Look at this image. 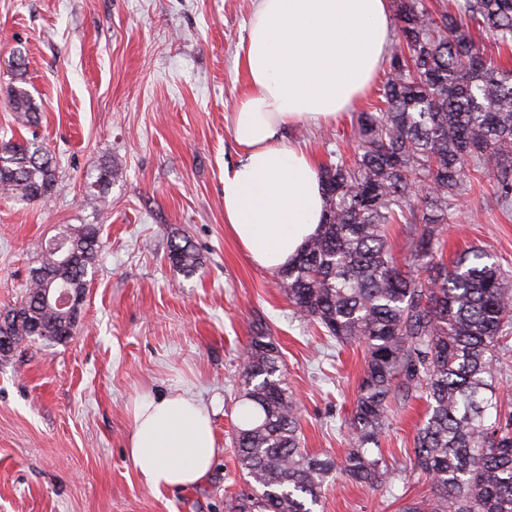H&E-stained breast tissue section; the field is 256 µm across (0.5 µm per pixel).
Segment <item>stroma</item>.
Here are the masks:
<instances>
[{
	"mask_svg": "<svg viewBox=\"0 0 512 512\" xmlns=\"http://www.w3.org/2000/svg\"><path fill=\"white\" fill-rule=\"evenodd\" d=\"M255 0H0V131L37 138L58 160L42 203L0 199V309L19 303L43 246L65 224L100 225L101 252L66 343L19 346L0 359V512H224L242 484L232 452L242 354L272 336L300 407L311 454L342 460L363 350L336 349L293 314L276 272L253 265L224 224V168L239 158L231 112L247 88L241 55ZM39 123L22 124L9 89L16 55ZM370 86L335 122L288 128L318 163L351 152ZM115 176L95 207L89 175ZM189 236L203 265L185 277L168 260ZM445 260L472 246L512 272V211L491 188L459 197ZM189 391L212 413L221 448L209 476L157 493L128 455L127 408L139 394ZM425 403L395 409L379 445L390 491L349 484L319 512H398L428 486L410 456ZM98 174L95 176V180L88 182L85 187L84 203L86 206L94 205L95 201L99 197V193L107 185L112 184V165L104 163L99 169Z\"/></svg>",
	"mask_w": 512,
	"mask_h": 512,
	"instance_id": "obj_1",
	"label": "stroma"
}]
</instances>
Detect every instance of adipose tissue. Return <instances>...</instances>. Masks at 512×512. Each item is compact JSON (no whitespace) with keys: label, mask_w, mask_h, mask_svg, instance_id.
Masks as SVG:
<instances>
[{"label":"adipose tissue","mask_w":512,"mask_h":512,"mask_svg":"<svg viewBox=\"0 0 512 512\" xmlns=\"http://www.w3.org/2000/svg\"><path fill=\"white\" fill-rule=\"evenodd\" d=\"M391 42L390 0H256L242 45L248 91L231 114L241 158L224 168V224L254 265L288 266L325 214L318 163L285 139L288 125L348 112ZM129 414L127 448L145 486L183 488L210 472L212 419L188 391L141 395Z\"/></svg>","instance_id":"1"}]
</instances>
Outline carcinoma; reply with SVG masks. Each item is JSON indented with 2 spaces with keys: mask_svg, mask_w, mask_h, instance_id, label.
<instances>
[{
  "mask_svg": "<svg viewBox=\"0 0 512 512\" xmlns=\"http://www.w3.org/2000/svg\"><path fill=\"white\" fill-rule=\"evenodd\" d=\"M398 34L389 47L380 100L359 113L354 156L321 165L326 196L321 231L278 272L294 314L340 346L364 347V369L341 462L302 448L297 403L280 373V352L261 331L250 337L234 428L244 486L226 512H316L335 480L387 489L392 473L374 452L393 404L420 393L426 420L412 448L429 492L401 499L399 512H512V389L499 385L512 352V277L486 250L443 261V226L457 197L488 179L512 210V0H396ZM489 35L486 56L472 31ZM30 123L39 106L25 88L10 90ZM103 164L86 184L91 206L112 183ZM57 186L53 158L35 139L0 141V196L44 201ZM413 234L403 257L388 226ZM69 255L45 247L19 306L0 311L7 357L23 343L62 344L73 317L46 304L54 285L73 295L93 281L100 226L67 225L57 235ZM168 259L185 277L202 266L187 237Z\"/></svg>",
  "mask_w": 512,
  "mask_h": 512,
  "instance_id": "cac0c4a2",
  "label": "carcinoma"
}]
</instances>
